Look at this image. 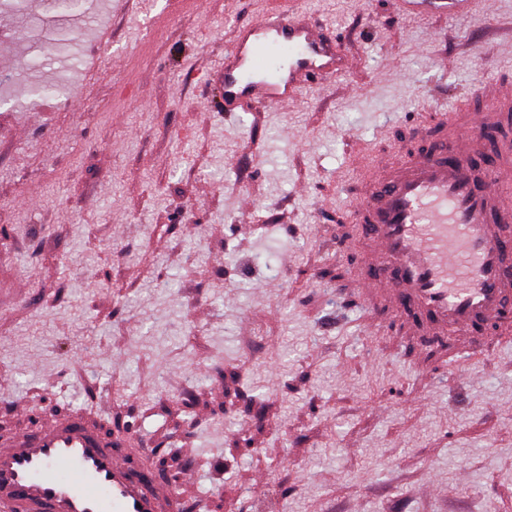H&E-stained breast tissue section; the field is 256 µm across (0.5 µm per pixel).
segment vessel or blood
Instances as JSON below:
<instances>
[{
	"label": "vessel or blood",
	"instance_id": "vessel-or-blood-1",
	"mask_svg": "<svg viewBox=\"0 0 512 512\" xmlns=\"http://www.w3.org/2000/svg\"><path fill=\"white\" fill-rule=\"evenodd\" d=\"M427 14L463 0H408ZM355 60L335 35L299 9L276 7L241 25L210 80L223 112L280 106L312 85L335 80ZM484 112L426 128L424 152L404 153L351 205L367 248L355 272L363 305L397 320L402 334L449 364L491 337L512 334L511 149L487 150L490 127L512 116V91L479 86ZM106 413L73 410L0 446V507L8 512H182L161 486L155 450L136 433L117 440Z\"/></svg>",
	"mask_w": 512,
	"mask_h": 512
}]
</instances>
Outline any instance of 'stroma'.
Segmentation results:
<instances>
[{"label":"stroma","instance_id":"1","mask_svg":"<svg viewBox=\"0 0 512 512\" xmlns=\"http://www.w3.org/2000/svg\"><path fill=\"white\" fill-rule=\"evenodd\" d=\"M144 2L84 0L57 57L53 0L0 6V405L107 398L211 512H512V348L420 370L366 332L347 221L420 126L512 85V0H294L359 64L256 112L206 77L273 0ZM411 9L419 13L448 14L456 12L459 5L469 0H406Z\"/></svg>","mask_w":512,"mask_h":512}]
</instances>
